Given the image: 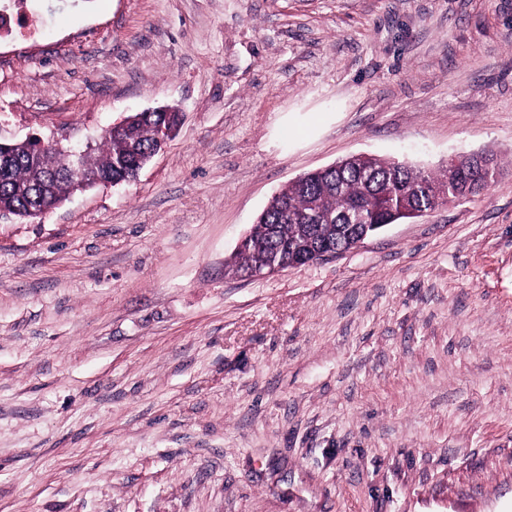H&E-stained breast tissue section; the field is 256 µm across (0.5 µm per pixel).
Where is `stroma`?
Here are the masks:
<instances>
[{
  "instance_id": "stroma-1",
  "label": "stroma",
  "mask_w": 512,
  "mask_h": 512,
  "mask_svg": "<svg viewBox=\"0 0 512 512\" xmlns=\"http://www.w3.org/2000/svg\"><path fill=\"white\" fill-rule=\"evenodd\" d=\"M0 139L116 186L0 219V512H512V0H0ZM492 187L247 279L271 197L355 154ZM162 109L145 110L135 113L134 120L124 118L104 132V146L100 155L89 158L82 152L64 150L54 138L29 136L23 142H36L42 151L58 152L68 160V171L76 188L83 189L89 184L116 185L131 175L133 164L150 156L158 146V130L169 119ZM127 129V131H125ZM125 131V132H124ZM124 132V133H123ZM123 133L121 135H117ZM85 162L98 170L101 175L90 174ZM62 167V160L52 154H35L24 143H14L0 151V209L8 210L13 216L36 218L34 212H43L48 204L62 201L73 190V183L65 177L49 178L55 168Z\"/></svg>"
}]
</instances>
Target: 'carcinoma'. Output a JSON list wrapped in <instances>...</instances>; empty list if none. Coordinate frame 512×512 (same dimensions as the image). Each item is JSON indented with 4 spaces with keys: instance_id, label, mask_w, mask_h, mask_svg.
Segmentation results:
<instances>
[{
    "instance_id": "cac0c4a2",
    "label": "carcinoma",
    "mask_w": 512,
    "mask_h": 512,
    "mask_svg": "<svg viewBox=\"0 0 512 512\" xmlns=\"http://www.w3.org/2000/svg\"><path fill=\"white\" fill-rule=\"evenodd\" d=\"M168 122L164 112L133 115L127 131L104 138L105 149L85 162L114 180L131 175L133 164L150 156L158 146V130ZM62 160L34 153L24 143L0 151V209L21 218H35L48 204L63 200L73 190L65 177L51 178ZM481 179L471 156L456 158L455 172H427L415 166L360 156L340 162L333 169L312 177H300L274 196L257 219L266 228L250 248L238 250L234 264L244 273L255 261L254 251L274 252L287 263L295 260L294 248L302 243L323 245L336 253L351 249L361 232L349 217H362L370 224H394L406 219L409 209L434 210L458 194L478 193ZM316 202L318 221H307L309 204Z\"/></svg>"
}]
</instances>
